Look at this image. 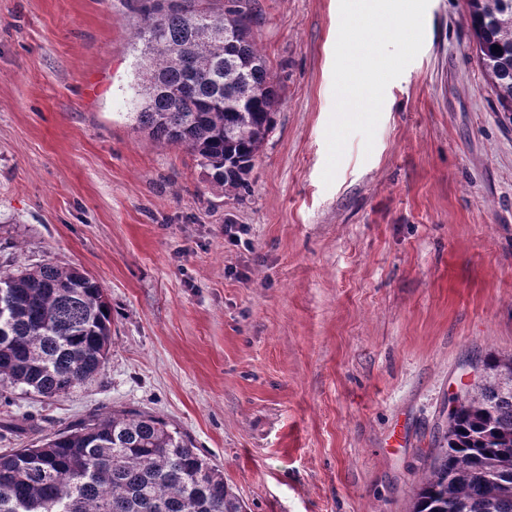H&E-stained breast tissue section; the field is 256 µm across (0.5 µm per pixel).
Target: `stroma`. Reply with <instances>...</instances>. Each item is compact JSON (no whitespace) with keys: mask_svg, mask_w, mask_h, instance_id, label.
<instances>
[{"mask_svg":"<svg viewBox=\"0 0 512 512\" xmlns=\"http://www.w3.org/2000/svg\"><path fill=\"white\" fill-rule=\"evenodd\" d=\"M255 3L282 103L234 197L138 129L128 0H0V268L85 270L112 307L94 379L0 391V448L145 411L247 512H410L466 364L512 355V123L466 0H429L324 185L339 0Z\"/></svg>","mask_w":512,"mask_h":512,"instance_id":"obj_1","label":"stroma"}]
</instances>
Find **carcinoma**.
<instances>
[{"label": "carcinoma", "mask_w": 512, "mask_h": 512, "mask_svg": "<svg viewBox=\"0 0 512 512\" xmlns=\"http://www.w3.org/2000/svg\"><path fill=\"white\" fill-rule=\"evenodd\" d=\"M478 61L512 120V0H466ZM139 16L143 102L136 120L156 141L191 152L224 193L247 176L281 102L253 36V0L222 11L203 0H129ZM213 36L197 33L195 12ZM233 36L224 43V31ZM500 51H493L494 46ZM13 305L0 309V386L66 395L104 367L112 308L91 275L43 263L0 270ZM453 399L448 428L412 512H512V356ZM0 512H245L224 472L163 419L115 410L35 448L0 451Z\"/></svg>", "instance_id": "1"}]
</instances>
